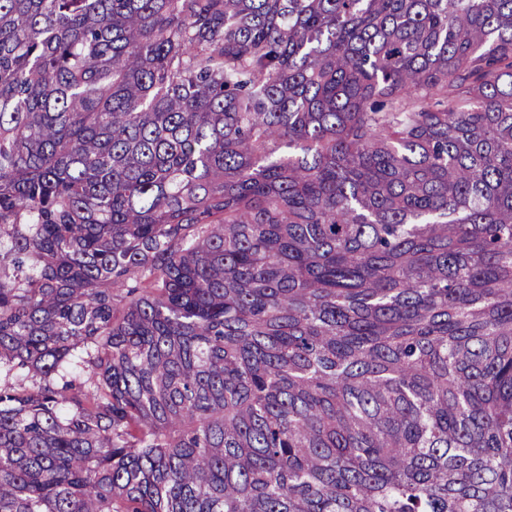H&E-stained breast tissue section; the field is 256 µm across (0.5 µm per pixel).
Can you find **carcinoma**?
I'll use <instances>...</instances> for the list:
<instances>
[{
	"label": "carcinoma",
	"mask_w": 512,
	"mask_h": 512,
	"mask_svg": "<svg viewBox=\"0 0 512 512\" xmlns=\"http://www.w3.org/2000/svg\"><path fill=\"white\" fill-rule=\"evenodd\" d=\"M0 512H512V0H0Z\"/></svg>",
	"instance_id": "1"
}]
</instances>
